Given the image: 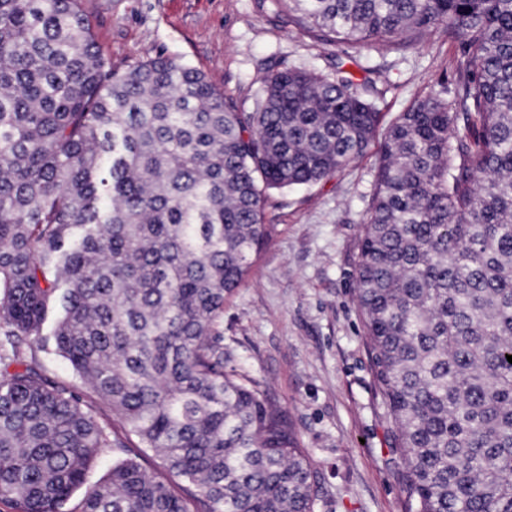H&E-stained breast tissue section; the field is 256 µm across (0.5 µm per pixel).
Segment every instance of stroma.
I'll return each mask as SVG.
<instances>
[{"label":"stroma","mask_w":512,"mask_h":512,"mask_svg":"<svg viewBox=\"0 0 512 512\" xmlns=\"http://www.w3.org/2000/svg\"><path fill=\"white\" fill-rule=\"evenodd\" d=\"M95 41L125 70L159 55L205 73L251 110L260 78L293 67L367 69L384 94L368 153L318 184L261 198L270 236L224 300V364L244 372L292 420L318 475L315 512H407L396 427L381 404L356 306L354 268L388 127L418 93L454 99L467 36L435 26L424 41L329 43L255 0H84Z\"/></svg>","instance_id":"35a3bbf8"}]
</instances>
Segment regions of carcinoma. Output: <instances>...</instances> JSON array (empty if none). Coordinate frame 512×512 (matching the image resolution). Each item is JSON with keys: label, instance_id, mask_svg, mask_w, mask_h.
<instances>
[{"label": "carcinoma", "instance_id": "cac0c4a2", "mask_svg": "<svg viewBox=\"0 0 512 512\" xmlns=\"http://www.w3.org/2000/svg\"><path fill=\"white\" fill-rule=\"evenodd\" d=\"M257 8L336 44L414 43L440 21L466 32L467 127L433 89L400 113L354 281L407 512H512V0ZM377 94L340 63L288 67L260 78L246 112L175 57L112 66L83 0H0L1 502L314 512L293 425L224 369L216 325L268 240L262 191L362 157ZM108 449L112 469L72 503ZM147 449L178 489L147 471Z\"/></svg>", "mask_w": 512, "mask_h": 512}]
</instances>
